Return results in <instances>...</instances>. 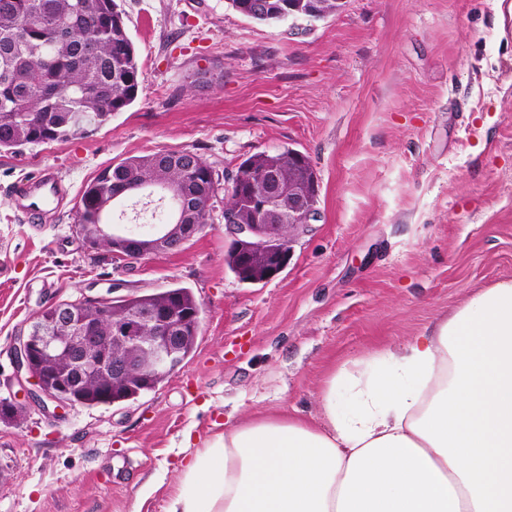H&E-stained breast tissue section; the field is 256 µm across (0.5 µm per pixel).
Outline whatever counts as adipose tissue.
<instances>
[{
  "mask_svg": "<svg viewBox=\"0 0 512 512\" xmlns=\"http://www.w3.org/2000/svg\"><path fill=\"white\" fill-rule=\"evenodd\" d=\"M321 405L318 424L225 425L184 460L164 512H512V280L340 367Z\"/></svg>",
  "mask_w": 512,
  "mask_h": 512,
  "instance_id": "ef3b65f1",
  "label": "adipose tissue"
}]
</instances>
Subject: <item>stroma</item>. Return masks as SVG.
<instances>
[{
	"instance_id": "stroma-1",
	"label": "stroma",
	"mask_w": 512,
	"mask_h": 512,
	"mask_svg": "<svg viewBox=\"0 0 512 512\" xmlns=\"http://www.w3.org/2000/svg\"><path fill=\"white\" fill-rule=\"evenodd\" d=\"M142 72L93 135L0 152V512H163L217 425L288 412L321 422L330 374L401 348L512 279V0H344L306 30L228 0H117ZM292 148L318 213L274 278L224 263L222 211L179 249L137 260L87 246L86 185L132 155L193 150L216 173ZM69 193L26 223L22 177ZM189 288L203 312L179 371L136 400L45 411L18 396L11 349L80 295Z\"/></svg>"
}]
</instances>
